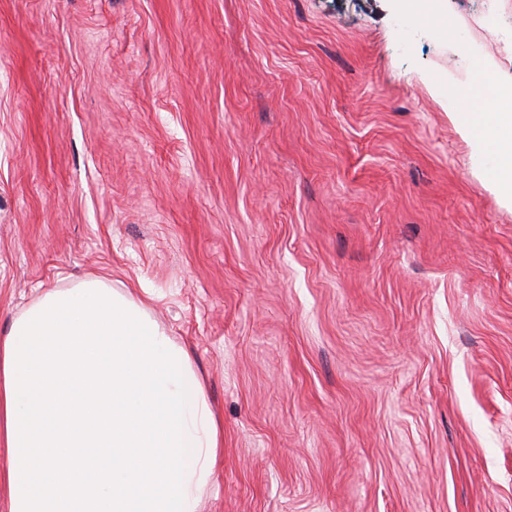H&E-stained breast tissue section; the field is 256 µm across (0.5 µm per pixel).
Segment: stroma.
I'll return each instance as SVG.
<instances>
[{"mask_svg":"<svg viewBox=\"0 0 512 512\" xmlns=\"http://www.w3.org/2000/svg\"><path fill=\"white\" fill-rule=\"evenodd\" d=\"M512 73V0H449ZM386 0H0V334L135 289L223 428L199 512H512V210Z\"/></svg>","mask_w":512,"mask_h":512,"instance_id":"obj_1","label":"stroma"}]
</instances>
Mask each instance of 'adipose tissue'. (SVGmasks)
<instances>
[{"mask_svg": "<svg viewBox=\"0 0 512 512\" xmlns=\"http://www.w3.org/2000/svg\"><path fill=\"white\" fill-rule=\"evenodd\" d=\"M411 25L468 31L448 0H393ZM420 80L512 207V75L470 63L467 85ZM0 444L10 512H198L222 446L187 352L144 301L101 278L44 290L0 338Z\"/></svg>", "mask_w": 512, "mask_h": 512, "instance_id": "ef3b65f1", "label": "adipose tissue"}]
</instances>
